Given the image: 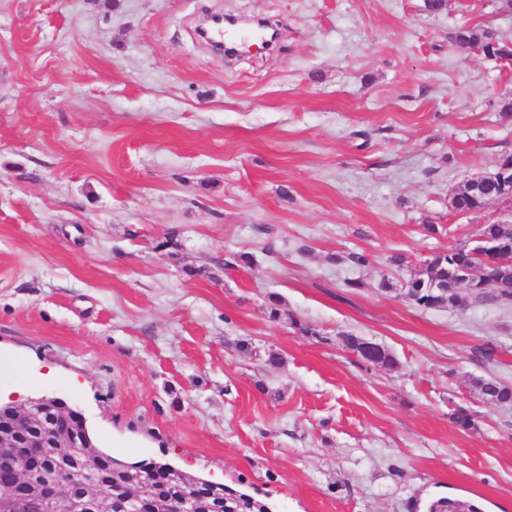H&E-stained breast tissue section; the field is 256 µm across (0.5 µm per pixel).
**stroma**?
Masks as SVG:
<instances>
[{
	"instance_id": "35a3bbf8",
	"label": "stroma",
	"mask_w": 512,
	"mask_h": 512,
	"mask_svg": "<svg viewBox=\"0 0 512 512\" xmlns=\"http://www.w3.org/2000/svg\"><path fill=\"white\" fill-rule=\"evenodd\" d=\"M216 13L279 39L216 55ZM475 26L512 42V9L0 0V400L62 398L101 450L231 506L512 512V406L471 386L512 385V304L404 296L508 208L448 204L512 153V64L449 41ZM367 341L368 340L360 336L346 335V337L344 338L346 347L357 352L359 356L362 357L367 362L374 365H380L383 367H390L395 365V359L391 356L388 350L384 349L380 345H378V349L376 350L375 359L362 355L361 352ZM474 389L494 405L512 404V386L495 378H476L472 381Z\"/></svg>"
}]
</instances>
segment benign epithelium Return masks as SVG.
<instances>
[{"instance_id": "1", "label": "benign epithelium", "mask_w": 512, "mask_h": 512, "mask_svg": "<svg viewBox=\"0 0 512 512\" xmlns=\"http://www.w3.org/2000/svg\"><path fill=\"white\" fill-rule=\"evenodd\" d=\"M256 27L263 31L258 52L267 50L278 40V32L266 22ZM13 417L0 424V460L13 468V480L0 484V512H138L145 504L150 512H195L196 489L179 501L147 499L141 488L169 478L166 471H143L137 466L112 475L101 471L100 449L86 423L59 397L42 395L26 402L1 404ZM64 410L73 415L68 428L58 426L53 413ZM54 464L45 465V455ZM125 491L123 499H112L108 486Z\"/></svg>"}]
</instances>
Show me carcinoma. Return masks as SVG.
Segmentation results:
<instances>
[{
    "label": "carcinoma",
    "instance_id": "1",
    "mask_svg": "<svg viewBox=\"0 0 512 512\" xmlns=\"http://www.w3.org/2000/svg\"><path fill=\"white\" fill-rule=\"evenodd\" d=\"M450 42L460 53L477 49L488 57H512V46L500 40L488 27L461 28L450 36ZM450 203L456 212L464 214L482 209L485 198L470 179L454 190ZM478 236L512 242V224H485ZM476 264L485 269L486 281H478L467 287L466 293H460L464 270ZM405 297L427 309L434 306L464 310L487 302L512 303V263L486 265L476 256L473 245L461 244L426 261L424 267L405 284ZM472 384L492 404H512L511 385L495 378H476ZM429 512H480V509L468 502L448 499L433 503Z\"/></svg>",
    "mask_w": 512,
    "mask_h": 512
}]
</instances>
